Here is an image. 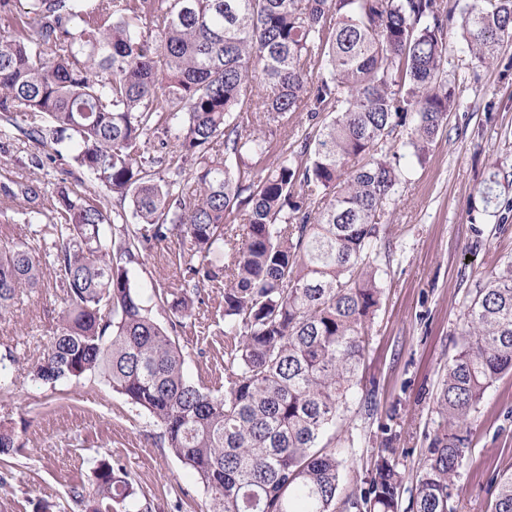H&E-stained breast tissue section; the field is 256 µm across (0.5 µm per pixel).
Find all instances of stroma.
<instances>
[{
    "instance_id": "stroma-1",
    "label": "stroma",
    "mask_w": 512,
    "mask_h": 512,
    "mask_svg": "<svg viewBox=\"0 0 512 512\" xmlns=\"http://www.w3.org/2000/svg\"><path fill=\"white\" fill-rule=\"evenodd\" d=\"M448 78L459 96L446 130L388 206L381 247L384 294L360 367L361 388L344 413L354 442L338 444L345 485L367 479L392 448L413 488L427 436L435 428L433 397L459 341L461 313L499 261L512 258V218L486 211L479 188L497 170L512 173V70L485 68L456 52L460 27L448 38ZM46 150L18 132L0 137V245L25 241L36 253L50 247V212L36 213L17 191L37 179L53 189L56 163L37 167ZM178 240L155 246L130 279L143 297L171 281L166 254ZM65 308L61 280L44 271V286L20 289L0 316V355L16 359L15 383L0 393V425L13 428L20 447L0 465V512H70L72 485L89 482L96 460L121 468L135 495L111 512H205L207 496L184 465L161 448L162 426L101 379L54 386L31 380ZM190 381L224 390V291L205 289L178 334ZM512 472V376L498 380L471 416L469 453L457 482V512H492L493 476Z\"/></svg>"
}]
</instances>
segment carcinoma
I'll return each mask as SVG.
<instances>
[{
	"label": "carcinoma",
	"instance_id": "cac0c4a2",
	"mask_svg": "<svg viewBox=\"0 0 512 512\" xmlns=\"http://www.w3.org/2000/svg\"><path fill=\"white\" fill-rule=\"evenodd\" d=\"M26 2L25 33L0 38V135L28 113L24 134L51 143L47 160L66 149L108 192L59 179L52 251L0 247V314L18 289L42 287L46 265L65 291L32 380L97 377L148 411L202 484L207 512H400L406 474L394 452L343 490L324 439L359 384L381 306L379 247L387 205L408 183L401 161H421L458 107L445 71L447 0ZM461 37L471 58L499 64L512 0H470ZM259 115L266 130L248 132ZM175 121L171 147L163 135ZM273 143L277 162L265 169ZM507 178L494 172L480 189L503 222ZM18 192L37 204L46 189L30 181ZM172 237L189 252L177 287L145 300L129 266ZM216 251L222 269L210 263ZM221 285L215 394L187 379L176 337L202 291ZM460 326L412 512H454L472 413L512 373V259L476 289ZM17 448L1 427L0 461ZM493 485V512H512V473ZM132 496L102 459L91 487H71L70 508L108 512Z\"/></svg>",
	"mask_w": 512,
	"mask_h": 512
}]
</instances>
